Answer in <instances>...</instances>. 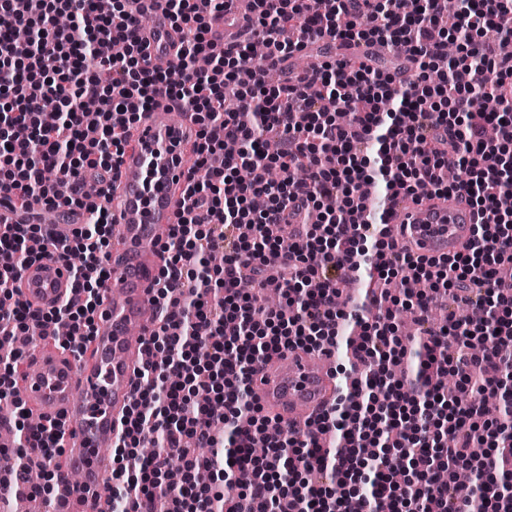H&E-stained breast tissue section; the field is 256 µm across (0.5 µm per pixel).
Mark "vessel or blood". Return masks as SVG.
Here are the masks:
<instances>
[{
	"label": "vessel or blood",
	"mask_w": 512,
	"mask_h": 512,
	"mask_svg": "<svg viewBox=\"0 0 512 512\" xmlns=\"http://www.w3.org/2000/svg\"><path fill=\"white\" fill-rule=\"evenodd\" d=\"M151 22L140 28L139 39L151 66L168 68L175 60L181 35L170 24L163 0H143ZM390 54L398 61L396 79L412 75L414 62L405 48L348 42L338 58L365 61ZM195 137L188 116L173 101L158 97L134 131L117 174L109 185L118 201L112 211V231L120 244L109 261L113 299L104 301L95 322V336L85 356L54 352L32 358L21 380L25 407L40 421L63 420L66 461L58 488L81 512H107L105 485L112 475L110 448L128 414L136 372L144 358L146 334L158 321L153 290L161 267L159 245L181 204L188 169L185 150ZM478 220L465 196L428 199L424 195L394 197L386 233L399 246L424 256L460 252ZM23 300L50 310L71 294L66 268L41 259L26 267L19 278ZM251 388L263 409L281 426L300 427V412L318 413L337 394L336 377L317 352L299 349L260 365Z\"/></svg>",
	"instance_id": "b4317fda"
}]
</instances>
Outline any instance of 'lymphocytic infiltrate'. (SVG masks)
<instances>
[{"mask_svg":"<svg viewBox=\"0 0 512 512\" xmlns=\"http://www.w3.org/2000/svg\"><path fill=\"white\" fill-rule=\"evenodd\" d=\"M131 0H0V204L22 210L24 224L0 225V339L39 323L62 351L82 353L110 279L112 213L106 196L130 144L129 130L158 95L191 112L198 156L162 250L156 280L159 325L146 340L131 410L113 447L109 499L118 512H342L356 480L366 479L357 504L388 501L392 512H471L472 495L448 496L436 471L481 470L486 512H512L495 474L512 465L502 448L512 427L485 419L481 397L512 372V55L483 40L492 27L512 39V0H467L449 27L438 26L444 0H252L249 41L217 49L212 19L233 0H163L182 34L173 64L179 84L151 67L137 37ZM67 15L68 26L55 24ZM32 36L17 56L13 35ZM326 36L404 44L415 74L393 87L391 74L372 64L333 61L312 68L304 84H268L246 65L250 41L286 60L300 41ZM464 62L435 66L449 42ZM98 100L97 111L82 98ZM268 131L279 133L277 153H265ZM466 170L451 184L448 168ZM383 182L398 193L464 192L484 215L466 252L426 260L395 252L383 223L359 224L360 187ZM264 197V209L252 201ZM85 210L70 241L36 221L39 208ZM224 255L222 267L204 258ZM79 265H72V258ZM68 265L73 288L64 304L32 309L19 295L21 271L35 259ZM377 273L428 283L405 289L414 314L434 294L476 290L485 319L463 324L447 317L419 340L414 379L391 366L403 352L392 310L360 322L353 351L363 383L304 429L273 426L252 394L255 368L293 348L333 351L340 323L341 284L348 272ZM282 303L260 309L254 297L267 284ZM495 332L480 354L471 344ZM454 370L457 395L445 397L434 373ZM11 426L24 436L20 457L0 450V466L14 490L51 498L28 485L25 464L57 471L63 422L30 428L21 400ZM481 439L484 458L470 445ZM263 443L266 453L252 448ZM153 445V456L141 452ZM210 448L200 459L198 448ZM407 461L403 482L393 472ZM223 481L215 490L196 479L200 465ZM249 471L241 486L228 468Z\"/></svg>","mask_w":512,"mask_h":512,"instance_id":"lymphocytic-infiltrate-1","label":"lymphocytic infiltrate"}]
</instances>
